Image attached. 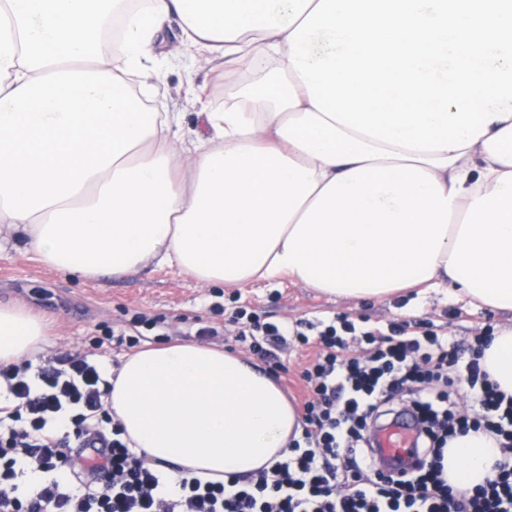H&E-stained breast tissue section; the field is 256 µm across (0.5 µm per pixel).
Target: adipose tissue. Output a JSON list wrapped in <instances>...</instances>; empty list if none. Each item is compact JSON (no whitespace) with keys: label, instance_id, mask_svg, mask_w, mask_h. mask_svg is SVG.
<instances>
[{"label":"adipose tissue","instance_id":"obj_1","mask_svg":"<svg viewBox=\"0 0 512 512\" xmlns=\"http://www.w3.org/2000/svg\"><path fill=\"white\" fill-rule=\"evenodd\" d=\"M0 0V230L47 267L148 263L205 286L281 277L378 301L424 284L512 311V0ZM177 20L213 73L268 76L190 128L146 110ZM43 322L0 307V364ZM482 364L512 394V327ZM149 461L204 478L281 459L300 414L242 358L197 342L124 358L105 396ZM500 450L449 441L470 489Z\"/></svg>","mask_w":512,"mask_h":512}]
</instances>
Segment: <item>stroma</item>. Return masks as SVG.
I'll return each instance as SVG.
<instances>
[{"label": "stroma", "mask_w": 512, "mask_h": 512, "mask_svg": "<svg viewBox=\"0 0 512 512\" xmlns=\"http://www.w3.org/2000/svg\"><path fill=\"white\" fill-rule=\"evenodd\" d=\"M163 82L156 97L163 112H193L194 105L185 96L191 84L214 86V99L220 104L233 98L236 90L232 81L216 88L214 73L204 66L166 69ZM6 303L23 305L46 323L49 336L39 350L41 357L61 351L90 352L101 338L105 341L101 361L114 367L128 350L109 342L111 333L133 334L144 344L181 341L200 326L223 327L225 315L240 307L273 322L345 315L357 323L384 326L424 318L461 343L480 332L512 326L511 311L477 308L464 297L433 289L414 288L385 300L354 303L285 277L236 288H204L177 269L152 263L121 277H71L48 268L13 239L0 244V304ZM137 314L146 316V325L132 326ZM315 352V344H295L281 356L283 369L277 380L292 404H299L304 395L302 373Z\"/></svg>", "instance_id": "stroma-1"}]
</instances>
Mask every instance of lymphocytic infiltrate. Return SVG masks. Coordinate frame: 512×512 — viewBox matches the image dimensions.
Wrapping results in <instances>:
<instances>
[{
	"mask_svg": "<svg viewBox=\"0 0 512 512\" xmlns=\"http://www.w3.org/2000/svg\"><path fill=\"white\" fill-rule=\"evenodd\" d=\"M231 321L266 362L295 342L319 346L303 373L302 432L284 459L220 481L173 478L106 409L102 364L64 351L0 365V512H512V394L481 364L488 337L466 347L423 320L272 323L244 308ZM401 397L420 424L417 446L385 465L365 431ZM472 430L492 436L500 458L483 485L462 491L444 478L442 458Z\"/></svg>",
	"mask_w": 512,
	"mask_h": 512,
	"instance_id": "1",
	"label": "lymphocytic infiltrate"
}]
</instances>
